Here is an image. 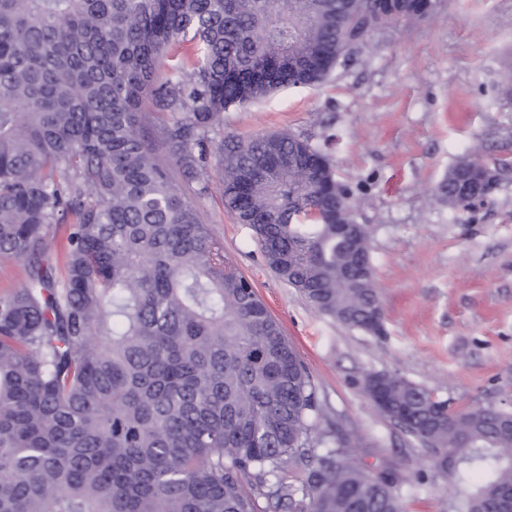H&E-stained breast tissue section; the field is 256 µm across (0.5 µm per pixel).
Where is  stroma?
<instances>
[{"label":"stroma","instance_id":"35a3bbf8","mask_svg":"<svg viewBox=\"0 0 512 512\" xmlns=\"http://www.w3.org/2000/svg\"><path fill=\"white\" fill-rule=\"evenodd\" d=\"M512 0H446L432 20L375 33L322 84L285 88L224 114L243 138L286 130L324 154L371 234L386 333L316 310L266 266L256 236L209 189L186 182L200 217L254 283L309 368L322 414L308 446L348 438L350 456L398 484L403 512H462L464 489L423 445L378 415L355 386L396 371L454 407L512 405ZM499 173L467 212L437 189L469 154Z\"/></svg>","mask_w":512,"mask_h":512}]
</instances>
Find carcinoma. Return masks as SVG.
Here are the masks:
<instances>
[{
	"label": "carcinoma",
	"mask_w": 512,
	"mask_h": 512,
	"mask_svg": "<svg viewBox=\"0 0 512 512\" xmlns=\"http://www.w3.org/2000/svg\"><path fill=\"white\" fill-rule=\"evenodd\" d=\"M439 0H0V512H401L395 483L315 453L311 374L143 128L224 204L275 276L379 335L371 237L328 160L294 133H224V112L324 82L376 31ZM187 60L160 80L169 50ZM465 156L440 195L489 188ZM320 219L310 223L311 214ZM62 230L63 273L47 254ZM357 385L466 486L512 512V409H455L396 372ZM304 465L301 489L280 481ZM254 478L251 489L245 480Z\"/></svg>",
	"instance_id": "1"
}]
</instances>
